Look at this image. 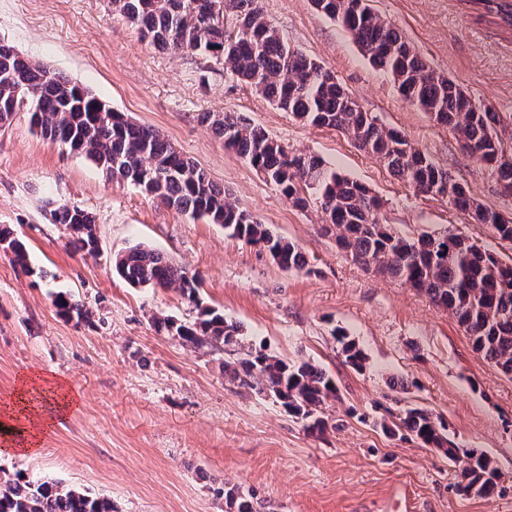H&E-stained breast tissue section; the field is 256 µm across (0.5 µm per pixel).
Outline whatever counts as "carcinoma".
<instances>
[{"instance_id": "1", "label": "carcinoma", "mask_w": 512, "mask_h": 512, "mask_svg": "<svg viewBox=\"0 0 512 512\" xmlns=\"http://www.w3.org/2000/svg\"><path fill=\"white\" fill-rule=\"evenodd\" d=\"M468 2L512 27V0ZM110 4L162 50L210 53L221 48V58L232 73L278 108L313 126L341 132L414 192L438 188L454 208L476 216L500 239L512 242V220L478 202L403 133L379 127L332 74L290 49L259 0H110ZM313 4L341 24L373 66L392 76L405 101L450 128L461 149L491 167L501 187L512 191V160L502 159L512 147L497 136V113L474 103L459 85L429 68L365 0H313ZM227 12L235 17L230 29L224 23ZM27 105L44 139L85 155L112 180L134 186L182 216L204 218L223 226L231 237L262 246L285 270L306 268V258L295 245L239 209L203 169L158 132L132 123L91 92L1 42L0 125L11 122L15 112ZM200 120L296 205L305 207L311 200L319 204L336 229V244L355 262L409 285L447 310L470 336L474 350L512 377V260L450 230L402 236L381 220V203L369 189L321 158L289 151L264 129L230 112H202ZM52 216L57 224L80 227L70 241L74 249L95 250L91 213L61 203ZM0 247L10 251L18 264H27L23 242L10 231L0 230ZM113 269L131 286L174 288L196 307L192 323L170 316L153 318L156 331L193 349H222L231 356L224 360V377L230 382L270 395L289 415L309 422L313 429L323 428V406L337 398L335 381L323 368L309 361L279 359L246 344L239 324L200 302L199 279L153 248L136 245L116 254ZM55 304L79 321L88 317L81 304L62 294ZM338 343L348 362L361 367L364 355L356 343L345 334L338 336ZM381 428L442 449L458 465L462 492L483 498L495 493L500 473L494 461L449 440L433 413L407 408L395 420L382 422ZM224 499L231 512H258L250 493L232 487L224 491ZM0 512L118 510L110 499L79 487L0 468Z\"/></svg>"}]
</instances>
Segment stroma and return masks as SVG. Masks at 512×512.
Here are the masks:
<instances>
[{
	"label": "stroma",
	"mask_w": 512,
	"mask_h": 512,
	"mask_svg": "<svg viewBox=\"0 0 512 512\" xmlns=\"http://www.w3.org/2000/svg\"><path fill=\"white\" fill-rule=\"evenodd\" d=\"M291 50L333 74L379 126L405 134L483 205L512 217L491 168L464 154L448 128L404 101L341 25L312 0H260ZM437 73L505 119L512 137V30L468 0H372ZM0 41L151 127L204 169L240 208L298 245L308 268L281 269L268 251L192 221L85 156L43 139L28 112L0 126V228L29 251L27 266L0 252V404L23 376L65 382L77 402L41 435L34 453L0 452V467L48 477L112 500L119 512H225L218 491L252 492L261 512H512V378L477 353L448 311L400 281L356 264L326 229L317 205L298 208L199 115L232 112L296 153L317 155L365 185L386 223L410 238L451 230L512 256V242L447 200L415 195L341 132L296 119L240 81L223 59L174 54L143 39L109 0H0ZM96 222L98 249L74 251L54 223L60 203ZM156 249L201 280L204 305L241 325L247 343L308 360L338 387L324 433L308 432L273 397L224 377V354L157 333L153 316L194 321L172 289L133 288L112 268L130 246ZM84 305L79 322L57 308ZM345 332L366 355L347 363ZM409 407L433 412L449 438L485 452L502 491H458L454 465L380 424Z\"/></svg>",
	"instance_id": "obj_1"
}]
</instances>
